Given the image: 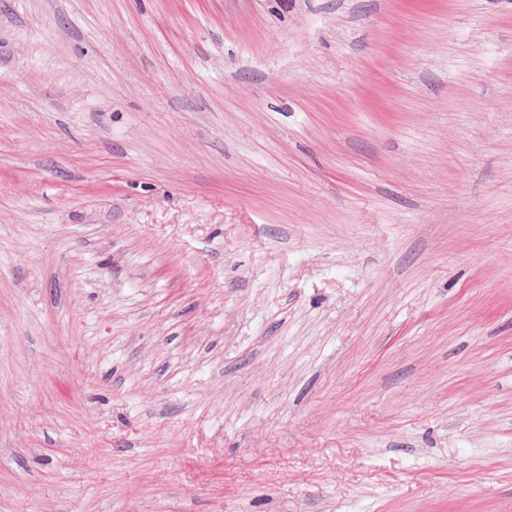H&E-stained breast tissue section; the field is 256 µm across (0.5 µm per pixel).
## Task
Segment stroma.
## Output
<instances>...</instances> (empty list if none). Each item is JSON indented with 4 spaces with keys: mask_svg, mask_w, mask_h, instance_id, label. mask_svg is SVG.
<instances>
[{
    "mask_svg": "<svg viewBox=\"0 0 512 512\" xmlns=\"http://www.w3.org/2000/svg\"><path fill=\"white\" fill-rule=\"evenodd\" d=\"M0 512H512V0H0Z\"/></svg>",
    "mask_w": 512,
    "mask_h": 512,
    "instance_id": "35a3bbf8",
    "label": "stroma"
}]
</instances>
